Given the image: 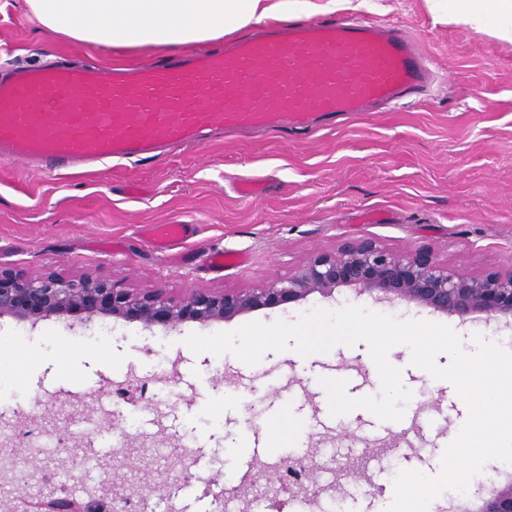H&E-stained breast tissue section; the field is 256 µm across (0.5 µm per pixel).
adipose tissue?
<instances>
[{
    "label": "adipose tissue",
    "instance_id": "obj_1",
    "mask_svg": "<svg viewBox=\"0 0 512 512\" xmlns=\"http://www.w3.org/2000/svg\"><path fill=\"white\" fill-rule=\"evenodd\" d=\"M43 28L102 49H190L266 21L333 14L369 0H27ZM453 20L512 35V0H451Z\"/></svg>",
    "mask_w": 512,
    "mask_h": 512
}]
</instances>
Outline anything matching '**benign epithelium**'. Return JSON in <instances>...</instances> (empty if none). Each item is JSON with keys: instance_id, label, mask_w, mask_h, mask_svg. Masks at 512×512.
<instances>
[{"instance_id": "1", "label": "benign epithelium", "mask_w": 512, "mask_h": 512, "mask_svg": "<svg viewBox=\"0 0 512 512\" xmlns=\"http://www.w3.org/2000/svg\"><path fill=\"white\" fill-rule=\"evenodd\" d=\"M340 288L367 294L379 302L413 304L463 321L485 316L512 324V268L466 275L430 254L394 251L370 239L315 254L288 276L272 277L256 288L190 290L177 298L164 288L137 292L102 277L32 276L0 267V319L34 325L56 318L69 321L72 328H87L98 319L112 318L146 330L155 326L172 330L187 322L208 325L230 321L315 294L331 298ZM104 467L112 470L111 487L90 490L80 498L61 496L56 488L44 484L39 498L42 512H88L92 498L120 502L140 487L164 491L152 469L139 470L133 482L112 463ZM283 470L295 475L297 490H317L316 464L301 460L285 461L280 471L261 470L258 478L272 474L278 479ZM473 498L482 502L479 512H512L511 483L488 498L481 487Z\"/></svg>"}]
</instances>
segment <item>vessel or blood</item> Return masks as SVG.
<instances>
[{
  "label": "vessel or blood",
  "mask_w": 512,
  "mask_h": 512,
  "mask_svg": "<svg viewBox=\"0 0 512 512\" xmlns=\"http://www.w3.org/2000/svg\"><path fill=\"white\" fill-rule=\"evenodd\" d=\"M413 38L370 18L308 19L185 58L123 70L62 61L0 77V161L53 171L143 160L227 131H307L426 93ZM180 224L153 225V244Z\"/></svg>",
  "instance_id": "obj_1"
}]
</instances>
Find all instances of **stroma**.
<instances>
[{"instance_id": "35a3bbf8", "label": "stroma", "mask_w": 512, "mask_h": 512, "mask_svg": "<svg viewBox=\"0 0 512 512\" xmlns=\"http://www.w3.org/2000/svg\"><path fill=\"white\" fill-rule=\"evenodd\" d=\"M357 16L398 26L427 51L435 78L427 96L337 121L304 135L273 132L178 147L149 160L91 174L48 173L0 163V266L30 275L104 277L145 292L167 288H254L294 272L315 253L372 239L401 251H429L467 273L512 265V41L443 23L426 0H372ZM78 52L89 65L109 51L45 32L26 0H0V75ZM262 188L245 197V177ZM138 196H130V185ZM146 224H182L176 251L155 247ZM241 252L221 269L207 253ZM354 305L398 320L451 327L512 350V327L467 322L413 305L374 301L342 289L334 297L261 309L233 320L174 331L109 320L95 341L67 321L0 320V417L38 427L48 443L80 432L98 457L122 458L144 443L166 488L144 494L159 512H222L212 485L240 488L238 512L267 499L288 512V483L240 484L237 464L254 439L281 450L300 443L318 464L320 496L310 512H385L394 473L369 467L365 481L337 480L331 451L396 461L437 476L446 447L467 420L452 383L413 366L408 346L388 358L412 393L401 420L364 409L328 420L322 381L346 380L349 397L376 396L380 381L365 343L301 356L266 352L249 366L231 354H194L193 332L233 331L254 321H296L320 308Z\"/></svg>"}]
</instances>
